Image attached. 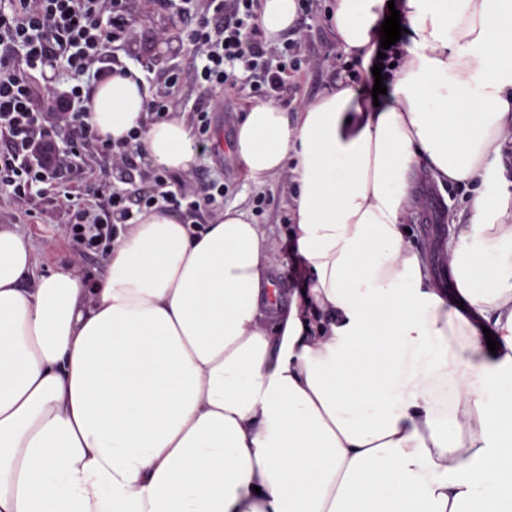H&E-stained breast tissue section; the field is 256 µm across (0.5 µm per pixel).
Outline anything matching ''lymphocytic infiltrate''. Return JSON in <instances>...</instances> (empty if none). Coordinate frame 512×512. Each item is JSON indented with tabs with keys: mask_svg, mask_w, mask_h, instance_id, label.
<instances>
[{
	"mask_svg": "<svg viewBox=\"0 0 512 512\" xmlns=\"http://www.w3.org/2000/svg\"><path fill=\"white\" fill-rule=\"evenodd\" d=\"M151 2L178 15L202 63L169 66L159 74L151 58H142L145 107L151 120L167 119L170 93L192 85L198 92L191 110L199 152L210 150L211 114L224 103L246 95L285 101L294 94L295 74L304 69L325 70L332 80L354 72L352 65L335 61L327 44L315 41L312 0H299L302 22L277 46L262 36L258 0ZM132 10L133 0H0V191L26 217L35 198L53 191L81 258L108 254L120 226L134 223L137 211L154 207L196 220L212 212L227 190L220 180L189 187L184 176L145 163L138 131L110 143L89 122L87 103L95 85L128 72L119 52L138 39ZM233 63L248 72V85H239L229 69ZM58 68L63 77L56 82L48 73ZM86 150L95 159L102 197L96 206L72 183Z\"/></svg>",
	"mask_w": 512,
	"mask_h": 512,
	"instance_id": "obj_1",
	"label": "lymphocytic infiltrate"
}]
</instances>
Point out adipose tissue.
Returning <instances> with one entry per match:
<instances>
[{
  "label": "adipose tissue",
  "mask_w": 512,
  "mask_h": 512,
  "mask_svg": "<svg viewBox=\"0 0 512 512\" xmlns=\"http://www.w3.org/2000/svg\"><path fill=\"white\" fill-rule=\"evenodd\" d=\"M393 9L409 45L386 95L343 77L236 128L247 180L291 173L306 277L288 304L235 205L201 231L137 214L91 282L36 274L0 224V512H512V0H332L363 78ZM298 12L260 0L266 41ZM89 109L101 139L142 130L146 163L198 162L132 78ZM422 171L471 192L450 291L405 232Z\"/></svg>",
  "instance_id": "1"
}]
</instances>
